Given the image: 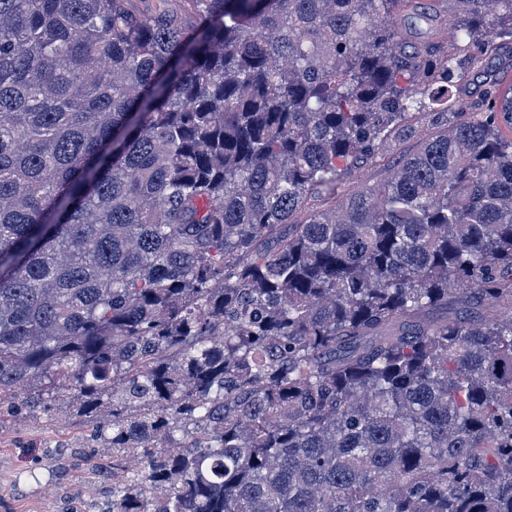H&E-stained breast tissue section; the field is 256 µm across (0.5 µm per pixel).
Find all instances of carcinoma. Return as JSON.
<instances>
[{
    "label": "carcinoma",
    "instance_id": "carcinoma-1",
    "mask_svg": "<svg viewBox=\"0 0 512 512\" xmlns=\"http://www.w3.org/2000/svg\"><path fill=\"white\" fill-rule=\"evenodd\" d=\"M185 2L0 0V400L73 394L110 512H512V86L309 208L512 0ZM412 10L407 16L423 14L430 20L416 18L405 19L401 23V32L407 51H412L420 43L435 42L443 46L449 44L451 28L463 19L460 4L457 0H412Z\"/></svg>",
    "mask_w": 512,
    "mask_h": 512
}]
</instances>
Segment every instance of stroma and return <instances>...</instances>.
Here are the masks:
<instances>
[{
	"instance_id": "35a3bbf8",
	"label": "stroma",
	"mask_w": 512,
	"mask_h": 512,
	"mask_svg": "<svg viewBox=\"0 0 512 512\" xmlns=\"http://www.w3.org/2000/svg\"><path fill=\"white\" fill-rule=\"evenodd\" d=\"M411 5L413 18L401 24L406 49L427 42L448 45L451 28L463 19L458 0H412ZM494 75L512 80L511 42L467 70L455 91L457 103L478 102ZM413 127L414 136L393 141L388 155L361 162L344 175L343 190L378 187L389 166L436 132L428 115H414ZM27 398L20 393L16 412L0 418V512H66L76 503L85 505L86 512H100L111 499L95 490L103 474L112 471L110 446L90 441L92 428L78 404L50 415L32 407Z\"/></svg>"
}]
</instances>
